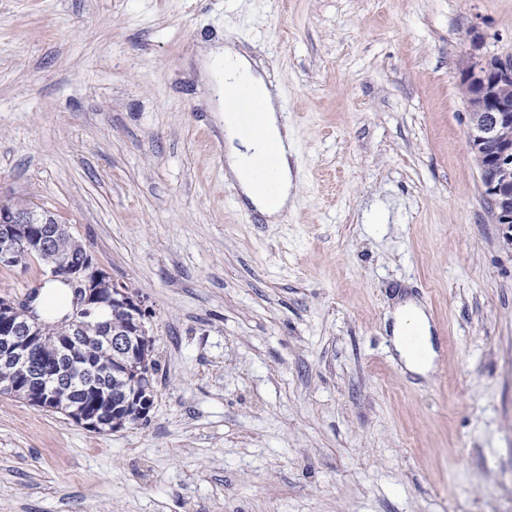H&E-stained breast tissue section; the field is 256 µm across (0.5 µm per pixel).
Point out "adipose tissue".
I'll use <instances>...</instances> for the list:
<instances>
[{"instance_id":"obj_1","label":"adipose tissue","mask_w":512,"mask_h":512,"mask_svg":"<svg viewBox=\"0 0 512 512\" xmlns=\"http://www.w3.org/2000/svg\"><path fill=\"white\" fill-rule=\"evenodd\" d=\"M190 59L200 81L210 85L215 94H222L224 87L233 84H259L263 90L262 126L254 136L240 133L234 113L221 116L226 144L228 175L237 183L243 201L265 217L267 223H277L282 214L294 203V191L300 176L295 159L291 131L281 121L280 94L277 89L266 87L264 77L248 53L234 42L224 44L204 42L193 49ZM275 146L278 153V195L275 203H267L258 191L250 168V160L268 146ZM394 345L405 367L417 374H427L433 367L435 353L430 342V326L420 305L408 300L398 305L393 313ZM416 331L421 339L420 351H413L406 336Z\"/></svg>"}]
</instances>
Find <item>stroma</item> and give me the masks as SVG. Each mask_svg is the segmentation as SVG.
<instances>
[{
	"label": "stroma",
	"mask_w": 512,
	"mask_h": 512,
	"mask_svg": "<svg viewBox=\"0 0 512 512\" xmlns=\"http://www.w3.org/2000/svg\"><path fill=\"white\" fill-rule=\"evenodd\" d=\"M230 39L296 114L276 224L188 65ZM512 0H0V198L143 296L146 423L0 396V512H512V234L467 149ZM423 306L437 371L393 345ZM15 211V210H33L42 215L44 219H49V223L51 224L52 231L58 237L64 238L69 234L68 224H62L58 221V219L48 210L40 208L35 205H31V203L14 200V199H0V211ZM394 345L405 367L411 372L426 375L433 367L435 352L430 342V326L424 310L413 300L398 305L393 313ZM416 330L421 339V350L415 352L408 345L406 336Z\"/></svg>",
	"instance_id": "obj_1"
}]
</instances>
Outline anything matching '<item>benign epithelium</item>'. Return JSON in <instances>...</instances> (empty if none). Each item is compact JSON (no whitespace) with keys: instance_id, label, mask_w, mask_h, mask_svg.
<instances>
[{"instance_id":"benign-epithelium-1","label":"benign epithelium","mask_w":512,"mask_h":512,"mask_svg":"<svg viewBox=\"0 0 512 512\" xmlns=\"http://www.w3.org/2000/svg\"><path fill=\"white\" fill-rule=\"evenodd\" d=\"M461 90L466 93L468 146L477 163L484 194L492 206L495 223L512 228V56L475 54L463 68ZM59 248L48 226L29 215L0 212V266L25 268L35 255ZM48 279L63 281L71 288L74 305L71 313L56 324V354L45 356L35 344L43 335V322L33 314L34 293L23 299L0 298V356L6 362L27 368L25 376L28 403L50 409L58 377L52 364L79 336L109 337L117 354L125 360L138 355L139 339L147 335L146 321L151 316L145 300L116 282L101 268L85 246L65 265L46 268ZM119 305L127 310L129 324L112 331V324L101 320V308ZM83 428L101 432L109 427L99 403L66 413Z\"/></svg>"}]
</instances>
